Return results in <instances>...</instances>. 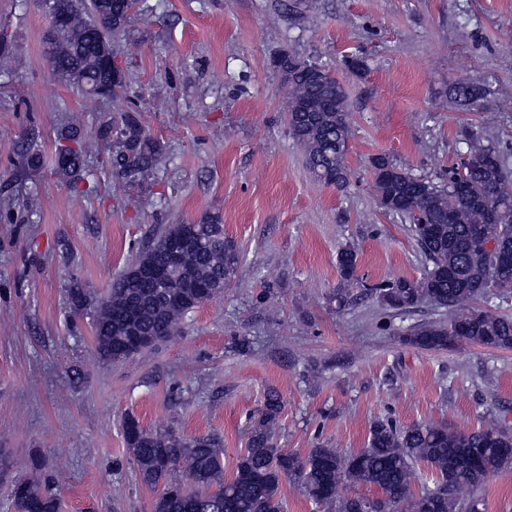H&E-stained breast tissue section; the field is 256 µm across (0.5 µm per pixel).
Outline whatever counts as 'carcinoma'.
Wrapping results in <instances>:
<instances>
[{
    "label": "carcinoma",
    "mask_w": 512,
    "mask_h": 512,
    "mask_svg": "<svg viewBox=\"0 0 512 512\" xmlns=\"http://www.w3.org/2000/svg\"><path fill=\"white\" fill-rule=\"evenodd\" d=\"M64 21L48 18L44 50L51 76L65 84L90 81L109 97L124 79L101 64L112 52V37L124 31L138 0H50ZM295 65L283 75L289 135L302 151L314 180L338 189L350 181L346 155L350 112L343 88L322 66L282 54ZM454 98L469 106L481 89L468 79L451 84ZM117 135L121 151L112 166L122 178L144 181L153 174L160 149L134 112L120 123L101 128L103 146ZM56 170L74 178L85 169L98 144L84 142L75 131L61 135ZM465 156L435 177L414 174L392 160L372 159L373 190L380 207L409 222L427 266L418 277L400 276L370 288L377 302L394 313L422 304L448 312V320L410 327L404 341L428 349L457 344L512 350V317L477 305L512 291V170L499 146L463 134ZM187 236L193 244L182 252L179 267L163 283L127 272L96 300L73 279L67 288L71 311L92 316L95 353L102 364L132 358L122 350L134 334L162 340L178 335L189 312L224 293L240 262V249L224 233L221 217L196 224H169L135 260L148 268L161 259L167 243ZM358 250L346 244L337 253L340 288L336 302L352 303L349 286L357 282ZM282 412L280 395H265L251 423L246 448L231 474H224V449L214 435L187 437L173 430L151 431L132 415L124 418L127 451L141 481L158 490L153 512H285V480L300 484L307 498L326 512H483L478 494L487 478L512 466V433L499 425L456 430L444 423L405 426L384 415L370 426L366 447L342 453L317 446L301 455L278 446ZM425 467L431 484L419 494L411 477ZM61 476L32 464L16 480L11 498L17 512H60ZM367 485L370 497L348 493Z\"/></svg>",
    "instance_id": "1"
}]
</instances>
